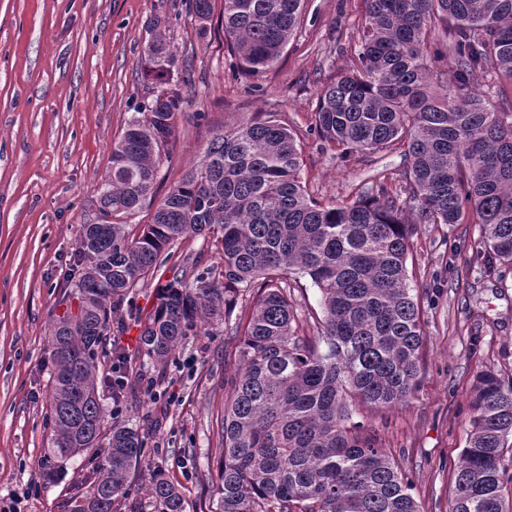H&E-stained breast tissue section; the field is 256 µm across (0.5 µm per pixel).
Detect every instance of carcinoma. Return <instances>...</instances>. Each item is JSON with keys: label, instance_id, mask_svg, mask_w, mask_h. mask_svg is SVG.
<instances>
[{"label": "carcinoma", "instance_id": "obj_1", "mask_svg": "<svg viewBox=\"0 0 512 512\" xmlns=\"http://www.w3.org/2000/svg\"><path fill=\"white\" fill-rule=\"evenodd\" d=\"M214 0H193L200 31ZM224 39L252 75L272 69L296 28L303 0H222ZM359 68L326 84L315 112L321 141L374 154L399 143L406 200L386 174L351 203L321 204L303 189L293 132L269 113L215 133L200 164L161 200L138 235L117 219L151 194L183 103L157 91L113 146L102 178L107 231L81 225L77 315L54 326L50 418L56 466L101 448L93 480L70 512H114L143 455L137 430L112 421L97 397L98 347L112 314L162 256L187 237L214 234L223 270L186 258L158 288L139 337L163 360L185 336L229 321L240 293L260 285L247 321H238L241 367L224 410V459L215 512H420L411 482L357 409H390L417 387L426 335L409 283L410 239L419 224L481 227L490 269L512 268V100L480 95L474 81L512 84V0H366ZM448 56L453 92L431 91L425 48ZM145 75L169 83L177 56L160 37L146 45ZM320 291L321 333L296 331L286 276ZM471 431L456 470L451 512H512L503 464L512 438V380L493 371L473 384ZM158 512H185L161 472L152 476Z\"/></svg>", "mask_w": 512, "mask_h": 512}]
</instances>
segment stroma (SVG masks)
<instances>
[{
	"instance_id": "35a3bbf8",
	"label": "stroma",
	"mask_w": 512,
	"mask_h": 512,
	"mask_svg": "<svg viewBox=\"0 0 512 512\" xmlns=\"http://www.w3.org/2000/svg\"><path fill=\"white\" fill-rule=\"evenodd\" d=\"M191 3L0 0V512H68L93 479L89 450L60 476L42 467L53 435L48 339L56 319L78 309L70 273L81 225L100 221L112 146L155 92L143 74L150 34L177 52L168 87L184 103L152 197L128 219L132 233L150 223L215 132L259 112L278 113L294 131L302 185L318 201L351 202L378 170L364 153L342 160L314 130L322 87L359 65L364 0H305L278 63L259 77L229 54L220 26L199 36ZM480 249L472 222L418 225L407 267L427 337L419 387L404 405L361 411L411 479L420 512H449L475 377L493 370L512 379V269L487 273L473 260ZM189 254L223 264L210 238L183 239L132 289L98 353L107 413L145 437L117 512H156L149 485L157 470L181 490L186 512L215 509L239 340L218 322L210 335L184 337L161 363L139 348L140 318L153 310L172 265ZM292 298L299 335H319L318 288L298 278ZM120 354L126 387L116 397L107 381Z\"/></svg>"
}]
</instances>
